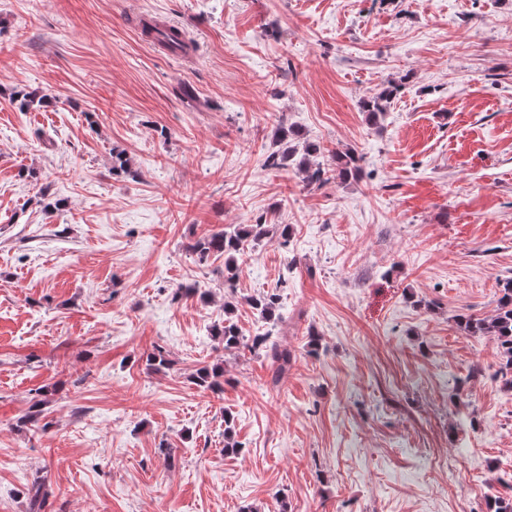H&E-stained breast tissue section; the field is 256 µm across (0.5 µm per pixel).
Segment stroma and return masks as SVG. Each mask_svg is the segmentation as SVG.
<instances>
[{
    "mask_svg": "<svg viewBox=\"0 0 512 512\" xmlns=\"http://www.w3.org/2000/svg\"><path fill=\"white\" fill-rule=\"evenodd\" d=\"M281 117L360 174L265 169ZM259 222L291 237L229 301L251 338L280 295L275 386L212 336L224 260L190 248ZM510 278L512 0H0V512L37 482L41 512H493L512 387L457 317ZM213 365L219 394L191 381ZM399 86L389 85L381 92L369 96L361 101V109L368 112L370 117L376 118L387 109V104L398 93Z\"/></svg>",
    "mask_w": 512,
    "mask_h": 512,
    "instance_id": "35a3bbf8",
    "label": "stroma"
}]
</instances>
